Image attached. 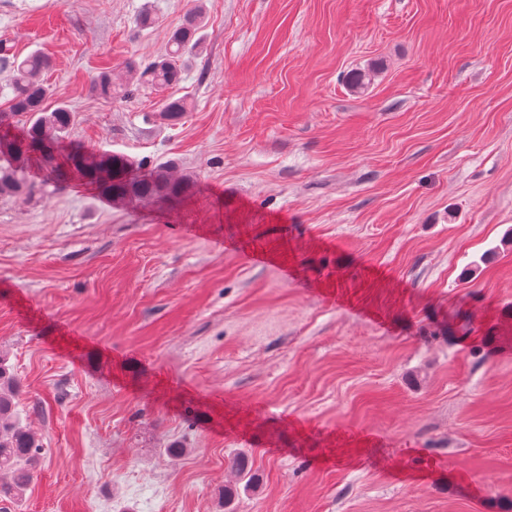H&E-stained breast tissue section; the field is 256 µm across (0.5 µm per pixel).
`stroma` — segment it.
Instances as JSON below:
<instances>
[{
	"mask_svg": "<svg viewBox=\"0 0 512 512\" xmlns=\"http://www.w3.org/2000/svg\"><path fill=\"white\" fill-rule=\"evenodd\" d=\"M196 4L177 124L92 94ZM0 36L71 139L192 179L0 197L11 512H512V0H0ZM18 383L6 358L0 356V501L21 502L40 466L37 435L21 426Z\"/></svg>",
	"mask_w": 512,
	"mask_h": 512,
	"instance_id": "1",
	"label": "stroma"
}]
</instances>
